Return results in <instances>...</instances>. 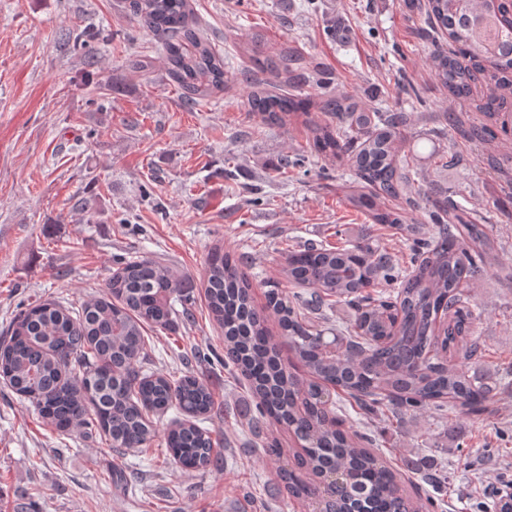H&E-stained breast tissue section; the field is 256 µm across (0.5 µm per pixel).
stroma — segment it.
<instances>
[{
	"label": "stroma",
	"instance_id": "1",
	"mask_svg": "<svg viewBox=\"0 0 512 512\" xmlns=\"http://www.w3.org/2000/svg\"><path fill=\"white\" fill-rule=\"evenodd\" d=\"M195 11L230 68L257 54L289 49L303 66L320 69L332 85L367 106L393 105L413 113L408 142L420 154L454 150L460 160L436 171L420 161L421 176L441 195L483 215L501 262L512 267V132L500 144L501 168H485L478 148L450 126L465 111L431 73V43L421 16L401 0H195ZM112 32L85 64L63 40L68 29ZM154 39L129 19L123 0H0V333L28 303L53 298L80 305L107 296L106 283L122 258L165 259L183 270L195 325L175 320L160 332L154 371L193 374L215 388L229 412L211 421L227 447L223 469L186 472L133 454L115 455L98 437L58 438L35 408L0 382V504L8 512H305L278 489L277 471L300 454L293 434L275 427L279 455L268 454L247 428L249 400L241 381L217 357L224 334L208 318L200 286L208 257L220 248L245 254L259 284L279 277L280 249L301 250L354 239L363 217L347 211L337 184L347 166L313 154L308 132L257 127L246 107L249 85L235 82L218 98L185 110L161 71L132 69L133 57L157 59ZM412 81L420 100L400 91ZM138 124H130V117ZM303 161L287 179L273 178L284 155ZM234 166L235 178H224ZM93 201L94 213L78 209ZM482 311L476 334L485 348L480 372L504 377L512 364V279L495 274L471 292ZM370 432L390 465L427 457L448 473L440 512H478L501 481L512 480V399L480 416L447 422L432 409L378 420ZM136 476L135 490L107 473Z\"/></svg>",
	"mask_w": 512,
	"mask_h": 512
}]
</instances>
